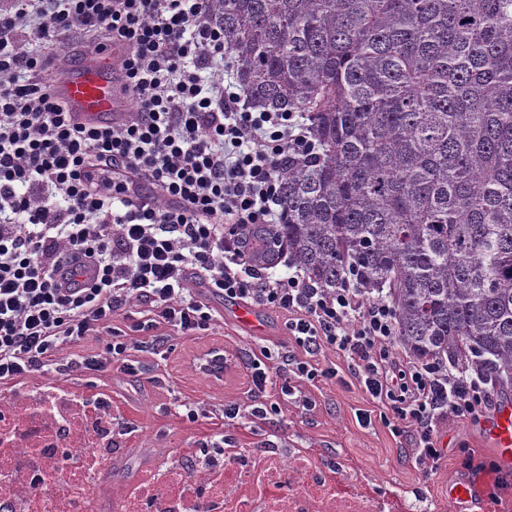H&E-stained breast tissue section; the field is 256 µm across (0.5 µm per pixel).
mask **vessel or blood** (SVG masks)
Listing matches in <instances>:
<instances>
[{
    "label": "vessel or blood",
    "instance_id": "1",
    "mask_svg": "<svg viewBox=\"0 0 512 512\" xmlns=\"http://www.w3.org/2000/svg\"><path fill=\"white\" fill-rule=\"evenodd\" d=\"M120 45L109 46L84 58L55 84L57 97L74 118L98 126L111 125L126 110L129 96L125 83L114 67L121 56ZM484 443L502 470H512V406L499 407L486 425Z\"/></svg>",
    "mask_w": 512,
    "mask_h": 512
}]
</instances>
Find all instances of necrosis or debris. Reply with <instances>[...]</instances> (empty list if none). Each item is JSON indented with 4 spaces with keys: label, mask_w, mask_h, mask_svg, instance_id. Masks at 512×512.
Returning <instances> with one entry per match:
<instances>
[{
    "label": "necrosis or debris",
    "mask_w": 512,
    "mask_h": 512,
    "mask_svg": "<svg viewBox=\"0 0 512 512\" xmlns=\"http://www.w3.org/2000/svg\"><path fill=\"white\" fill-rule=\"evenodd\" d=\"M34 447L42 448L48 456L65 448L78 458L94 454L101 464L97 470L81 471L68 478L66 486L57 490L52 508H42L39 499L23 493L14 499L0 496V512H70L69 500L75 496L85 499L86 512H183L181 488L186 485L203 488L212 481L211 475L204 470L182 473L162 492L155 505L149 507L143 505L140 498L143 478L133 476L119 482L113 480L111 438H99L90 443L83 431L63 424L49 438L19 442L14 453L24 460ZM247 459L266 475L263 494L254 492L244 466L227 465L220 484L221 501L214 504L211 512H235L240 504L244 505L245 512H371L364 498L325 493L305 463L288 460L279 451L254 449ZM292 482L300 486L293 494L288 491Z\"/></svg>",
    "instance_id": "necrosis-or-debris-1"
}]
</instances>
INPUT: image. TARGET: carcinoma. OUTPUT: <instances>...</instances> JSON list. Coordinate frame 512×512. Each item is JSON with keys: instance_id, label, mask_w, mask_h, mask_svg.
Instances as JSON below:
<instances>
[{"instance_id": "carcinoma-1", "label": "carcinoma", "mask_w": 512, "mask_h": 512, "mask_svg": "<svg viewBox=\"0 0 512 512\" xmlns=\"http://www.w3.org/2000/svg\"><path fill=\"white\" fill-rule=\"evenodd\" d=\"M249 108L297 112L248 257L392 306L419 359L512 382V0H205Z\"/></svg>"}]
</instances>
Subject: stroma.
<instances>
[{"label": "stroma", "mask_w": 512, "mask_h": 512, "mask_svg": "<svg viewBox=\"0 0 512 512\" xmlns=\"http://www.w3.org/2000/svg\"><path fill=\"white\" fill-rule=\"evenodd\" d=\"M190 288L193 297L214 310L212 329L197 337L169 331L162 351L136 353L137 376L116 372L105 379L75 373L66 381L73 392L104 390L111 396L115 479L148 470L154 449L196 448L222 434L239 448H275L290 457L304 453L326 487L368 499L373 512H512V471H502L485 448L484 419L441 427L439 441L446 453L431 475H423L382 424L359 425L356 412L368 408V398L340 353L325 349L318 355L323 365L335 368V377L298 382L302 399L283 400L279 416L251 417L246 364L261 348L275 352L288 346L287 319L277 309L256 307L262 328L255 331L237 320L233 303L211 294L201 280H192ZM214 349L226 359L218 378L195 364ZM229 401L241 411L230 422L224 419ZM190 405L203 410V417L189 421ZM463 480L475 485L476 494L461 505L449 502V485Z\"/></svg>", "instance_id": "obj_1"}]
</instances>
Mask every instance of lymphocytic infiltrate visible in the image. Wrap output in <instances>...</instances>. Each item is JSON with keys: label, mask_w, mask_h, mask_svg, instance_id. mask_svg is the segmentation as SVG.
Segmentation results:
<instances>
[{"label": "lymphocytic infiltrate", "mask_w": 512, "mask_h": 512, "mask_svg": "<svg viewBox=\"0 0 512 512\" xmlns=\"http://www.w3.org/2000/svg\"><path fill=\"white\" fill-rule=\"evenodd\" d=\"M12 2L0 10V384L52 372L136 375L138 345L160 348L169 329H210L213 310L187 288L195 277L226 301L287 317L292 351L265 349L247 365L253 416L280 414L294 379L333 377L316 355L338 350L371 401L358 423L407 436L420 470H434L439 427L482 416L489 383L401 357L389 304L368 300L358 273L329 289L298 269L272 278L248 258L240 227L284 223L278 172L314 145L297 113L249 112L234 83L203 82L224 52L204 0H47L30 34L36 51L16 39L33 0ZM103 28L126 49L120 68L136 105L109 127L77 122L36 78L41 47ZM101 338L105 353L61 355ZM16 440L15 430L0 433L1 468L49 499L48 474L68 478L75 463L65 454L9 462Z\"/></svg>", "instance_id": "lymphocytic-infiltrate-1"}]
</instances>
